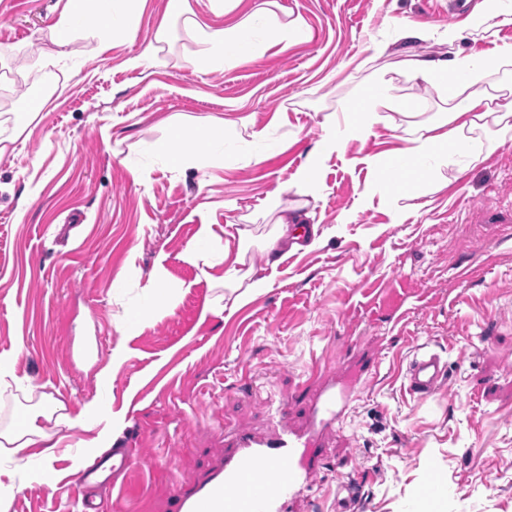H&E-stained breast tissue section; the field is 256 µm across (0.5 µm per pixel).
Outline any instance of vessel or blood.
Segmentation results:
<instances>
[{"label":"vessel or blood","mask_w":512,"mask_h":512,"mask_svg":"<svg viewBox=\"0 0 512 512\" xmlns=\"http://www.w3.org/2000/svg\"><path fill=\"white\" fill-rule=\"evenodd\" d=\"M400 374L409 395L423 400L446 383L448 366L438 353L421 349L401 367ZM361 386L357 374L340 376L316 367L302 388L306 399L303 420L295 423L290 418L294 397L280 399L273 409L276 429L268 434L237 429L223 465L192 487L173 486L171 512H287L288 504L312 487L322 466L321 451ZM134 459L133 449H113L111 455L86 467L81 483L86 486L119 476Z\"/></svg>","instance_id":"vessel-or-blood-1"}]
</instances>
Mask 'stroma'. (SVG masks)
Listing matches in <instances>:
<instances>
[{
	"mask_svg": "<svg viewBox=\"0 0 512 512\" xmlns=\"http://www.w3.org/2000/svg\"><path fill=\"white\" fill-rule=\"evenodd\" d=\"M260 2L224 12L188 0L189 20L224 28ZM449 2L277 0L278 19H301L306 41L202 73L168 0H141L135 37L64 50L51 37L59 0H0V139L26 126L0 155V354L19 379L0 395V429L22 427L40 399L73 418L101 400L140 456L99 489L104 512H166L174 481L223 463L225 432L270 433V399L354 351L379 373L291 512H336V487L355 470L369 474L361 512H512V130L492 153L391 193L370 161L405 142L382 122L321 158L315 198L295 185L324 125L345 121L373 76L427 120L447 106L400 76L407 55L512 44V24L472 30ZM400 21L428 38L398 42ZM451 24L452 46L442 37ZM33 78L53 81L55 96L16 95ZM179 128L197 140L173 164L156 146ZM219 131L216 162L207 141ZM274 196L305 205L323 236L275 265L265 250ZM203 224L213 251H241L269 290L235 304L222 268L189 262ZM132 315L142 321L129 330ZM421 346L449 374L423 401L397 373ZM46 429L60 440L53 459L21 490L0 487V512H70L74 459H93L97 431Z\"/></svg>",
	"mask_w": 512,
	"mask_h": 512,
	"instance_id": "stroma-1",
	"label": "stroma"
}]
</instances>
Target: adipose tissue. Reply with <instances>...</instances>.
<instances>
[{
  "label": "adipose tissue",
  "instance_id": "adipose-tissue-1",
  "mask_svg": "<svg viewBox=\"0 0 512 512\" xmlns=\"http://www.w3.org/2000/svg\"><path fill=\"white\" fill-rule=\"evenodd\" d=\"M139 0H65L54 26L56 43L67 47L73 35L106 42L112 34H133ZM194 35L201 51L192 59L195 69L205 70L248 57L258 46L277 47L305 41L309 32L300 19L280 22L268 8L246 16L230 27L211 29L194 26ZM512 65V45L499 47L494 54L476 56L460 51L433 58L409 56L403 63L404 77L414 84L439 92L449 108L444 120L419 122L405 102L390 92L383 77H375L359 103L356 119L345 126H326L314 153L299 167L297 185L303 194L311 196L318 183L320 155L342 151L347 140L369 136L382 113L394 112L412 121L416 135L408 147L383 156L376 167L386 188H394L409 174L427 176L436 168L447 165L449 157L471 158L481 154L485 145L472 138L475 129L494 125L512 129V79L491 81L490 76L501 67ZM282 234L271 237L266 244L269 256H277L288 239H304L307 248H315L321 238L317 226H304L302 216L288 210L280 217ZM215 237L211 225H201L196 240L189 249L191 260H203L207 267L223 266V281L244 287L254 295L267 290L269 282L256 277L253 270L243 268L241 259H230L228 252L211 253ZM0 448L5 449L26 471V480H34L37 470L31 469L32 458L51 459L54 445L36 416H29L24 429L0 431Z\"/></svg>",
  "mask_w": 512,
  "mask_h": 512
}]
</instances>
